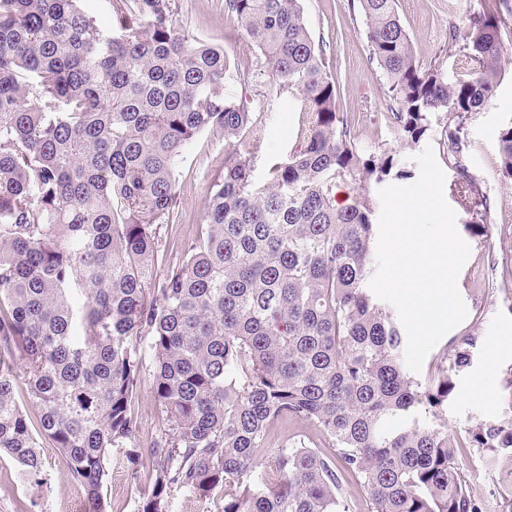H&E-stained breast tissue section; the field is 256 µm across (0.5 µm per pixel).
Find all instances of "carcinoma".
I'll list each match as a JSON object with an SVG mask.
<instances>
[{"mask_svg":"<svg viewBox=\"0 0 512 512\" xmlns=\"http://www.w3.org/2000/svg\"><path fill=\"white\" fill-rule=\"evenodd\" d=\"M350 2L401 139L420 143L430 114L448 113L441 135L468 193L465 123L499 86L509 0H478L448 24L442 52L470 59L465 81L419 62L398 0ZM224 12L260 52L259 96L291 98L306 115L300 149L262 187L263 116L227 91L248 75L177 24L174 0H112L108 31L82 0H0V453L35 482L50 440L89 512H107L114 448L133 479L148 467L137 512H170L177 490L202 501L222 490V512H350L347 476L367 512H482L448 434L413 415L448 401L478 335L457 337L449 365L423 383L405 367L403 326L367 288V186L411 171L386 148L358 149L301 0H224ZM211 129L230 151L174 262L162 229L180 223L176 175ZM498 147L512 176V126ZM347 182L357 188L339 203ZM145 342L167 424L146 446L133 418ZM19 367L33 415L17 402ZM286 419L318 428L331 451L284 444L269 479L255 452ZM468 443L512 448V413L475 422Z\"/></svg>","mask_w":512,"mask_h":512,"instance_id":"carcinoma-1","label":"carcinoma"}]
</instances>
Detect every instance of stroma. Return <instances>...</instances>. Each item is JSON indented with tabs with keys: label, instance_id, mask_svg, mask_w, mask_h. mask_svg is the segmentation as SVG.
<instances>
[{
	"label": "stroma",
	"instance_id": "35a3bbf8",
	"mask_svg": "<svg viewBox=\"0 0 512 512\" xmlns=\"http://www.w3.org/2000/svg\"><path fill=\"white\" fill-rule=\"evenodd\" d=\"M471 0H399V14L410 34L422 64L437 58L445 43L449 22L469 9ZM304 17L313 37L326 45V62L339 86L337 108L354 119L356 138L367 149L388 144L400 165L415 169L412 146L390 134L386 103L387 82L369 59L365 26L348 0H302ZM177 21L197 38L223 46L230 59L248 72L249 82L235 86V94L252 96L255 111L267 117L265 152L254 163L256 184H264L272 161L293 153L302 114L290 100L256 99L254 93L269 80L260 68L257 48L238 33L224 13V0H176ZM502 80L496 97L481 110L471 113L465 124L468 144L466 163L476 183L471 202H489L487 224L476 227L455 190L456 170L448 162L449 147L439 132L448 120L446 113L432 115L433 133L427 139L446 179L444 195L455 211L457 230L470 247V255L457 279L458 291L467 308L461 330L478 334L481 347L465 369L444 407L419 408L423 422L447 430L455 449V460L467 477L472 496L483 512H512V449L484 458L468 447L467 430L478 420L500 416L512 403L505 373L512 368V177L501 171L498 135L512 126V21L500 31ZM226 148L224 135L206 131L187 148L179 173L177 207L180 224L164 234L169 254H181L203 221L204 204L213 175L222 169ZM136 437L147 442L157 437L166 424L165 414L152 391V378L143 375L135 404ZM304 441L309 447L328 451L327 438L311 424L288 420L275 424L268 447L256 454L258 470L272 474L278 448L284 442ZM42 482L33 486L25 480L21 466L0 455V512H17L19 505L32 512H88L83 489L73 483L52 442L43 441ZM130 464L116 451L107 465L102 494L108 512H137L140 498L148 488L147 479L132 481Z\"/></svg>",
	"mask_w": 512,
	"mask_h": 512
}]
</instances>
